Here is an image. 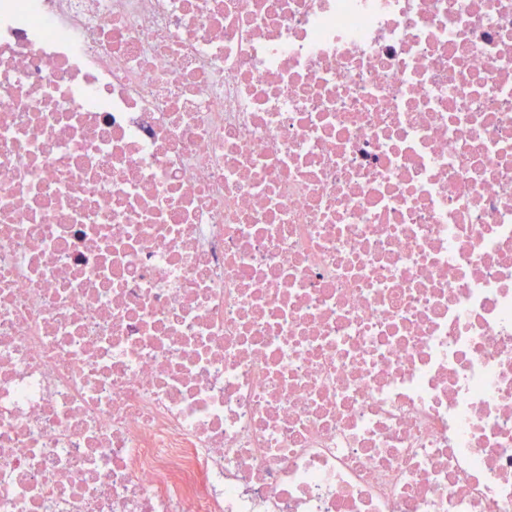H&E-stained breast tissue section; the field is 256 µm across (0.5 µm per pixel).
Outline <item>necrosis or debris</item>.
Here are the masks:
<instances>
[{
    "mask_svg": "<svg viewBox=\"0 0 512 512\" xmlns=\"http://www.w3.org/2000/svg\"><path fill=\"white\" fill-rule=\"evenodd\" d=\"M0 512H512V0H0Z\"/></svg>",
    "mask_w": 512,
    "mask_h": 512,
    "instance_id": "necrosis-or-debris-1",
    "label": "necrosis or debris"
}]
</instances>
